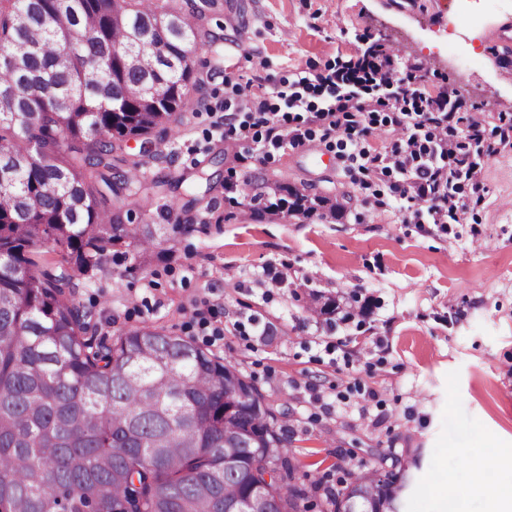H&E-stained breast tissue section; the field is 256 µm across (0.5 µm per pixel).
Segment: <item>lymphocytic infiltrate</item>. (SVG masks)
<instances>
[{"instance_id": "lymphocytic-infiltrate-1", "label": "lymphocytic infiltrate", "mask_w": 512, "mask_h": 512, "mask_svg": "<svg viewBox=\"0 0 512 512\" xmlns=\"http://www.w3.org/2000/svg\"><path fill=\"white\" fill-rule=\"evenodd\" d=\"M390 66V60L371 54L338 73L334 102L316 113L315 118L324 122L325 134L345 132V143L350 147L348 158L357 163L359 169L375 168L395 174L388 198L375 199L376 207L386 206L391 198L414 201L418 204L413 212L417 223L438 225L465 208L455 188L453 174H448L444 168L445 163H452L456 171L464 172L473 191L478 192L482 189L479 180L482 157L466 151L465 142L454 139L455 110L417 111L415 104L421 95L413 88L411 77L391 78ZM370 83L379 92L375 103L394 104L389 123L403 133L390 151L374 155L360 149L359 139L364 130L351 118L352 113L369 111L371 103L364 100L363 92Z\"/></svg>"}]
</instances>
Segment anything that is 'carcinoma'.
I'll return each instance as SVG.
<instances>
[{"label": "carcinoma", "mask_w": 512, "mask_h": 512, "mask_svg": "<svg viewBox=\"0 0 512 512\" xmlns=\"http://www.w3.org/2000/svg\"><path fill=\"white\" fill-rule=\"evenodd\" d=\"M186 4L0 0V512H238L257 488V512H301L321 490L296 482L284 426L236 366L151 326L98 340L72 299L71 271L108 248L142 265L170 241L103 203L164 194L113 141L175 134L208 38ZM273 194L272 215L336 212ZM407 481L397 457L366 467L328 512H398Z\"/></svg>", "instance_id": "obj_1"}]
</instances>
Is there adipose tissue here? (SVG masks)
<instances>
[{
  "mask_svg": "<svg viewBox=\"0 0 512 512\" xmlns=\"http://www.w3.org/2000/svg\"><path fill=\"white\" fill-rule=\"evenodd\" d=\"M457 455L471 467L472 480L464 484L456 471H437L432 490L438 496V512H465L466 499L477 490L512 503V468L504 469L497 449L490 447L485 436H474L468 447L458 449Z\"/></svg>",
  "mask_w": 512,
  "mask_h": 512,
  "instance_id": "adipose-tissue-1",
  "label": "adipose tissue"
}]
</instances>
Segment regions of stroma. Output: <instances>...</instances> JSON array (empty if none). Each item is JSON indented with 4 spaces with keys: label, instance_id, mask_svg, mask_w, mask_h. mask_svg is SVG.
Segmentation results:
<instances>
[{
    "label": "stroma",
    "instance_id": "stroma-1",
    "mask_svg": "<svg viewBox=\"0 0 512 512\" xmlns=\"http://www.w3.org/2000/svg\"><path fill=\"white\" fill-rule=\"evenodd\" d=\"M196 22L216 41L198 53L178 137L155 132L115 153L175 197L191 187L204 200L188 212L163 197L133 204L125 223L161 225L170 250L140 269L108 251L93 276L76 275L75 298L95 312L97 338L150 325L237 363L287 427L297 476L336 489L362 464L416 450L402 512H435L431 476L448 468L469 482L454 451L471 435L512 454V145L486 126L498 151L481 195L459 180L463 219L429 229L410 210L373 207L390 177L354 167L343 133L324 137L313 114L329 86L301 89L292 109L278 93L296 73L332 74L373 51L399 76L421 64L429 111L449 100L512 124V0H213ZM485 28L500 42H479ZM248 99L300 142L225 152ZM277 185L340 207L254 213L252 197Z\"/></svg>",
    "mask_w": 512,
    "mask_h": 512
}]
</instances>
